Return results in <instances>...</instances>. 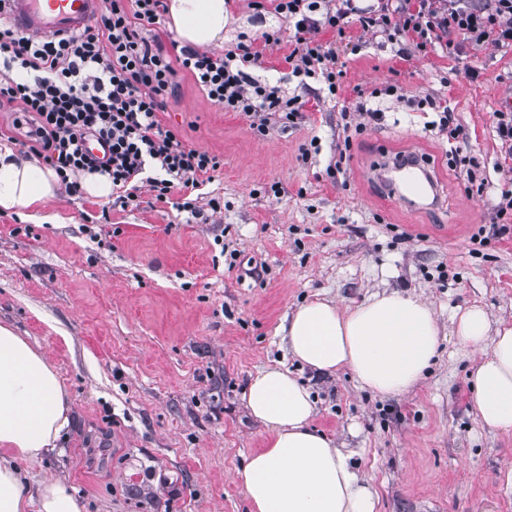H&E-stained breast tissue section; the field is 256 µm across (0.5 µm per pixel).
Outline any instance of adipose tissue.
Returning a JSON list of instances; mask_svg holds the SVG:
<instances>
[{
    "label": "adipose tissue",
    "instance_id": "ef3b65f1",
    "mask_svg": "<svg viewBox=\"0 0 512 512\" xmlns=\"http://www.w3.org/2000/svg\"><path fill=\"white\" fill-rule=\"evenodd\" d=\"M227 0H168L169 27L181 45L224 41ZM52 169L0 146V212L33 208L53 198ZM453 333L479 351L471 373L472 409L489 429L512 432V322L490 323L484 309L457 313ZM288 347L300 364L335 374L348 371L360 387L395 397L416 387L437 351L430 304L399 291L369 297L347 311L323 300L301 305L288 323ZM251 415L268 430L266 446L243 471L252 512H375L376 496L351 456L311 426L309 389L285 367L251 379ZM71 425L67 394L45 356L11 327L0 325V512H81L64 483L28 484L17 462L54 451Z\"/></svg>",
    "mask_w": 512,
    "mask_h": 512
}]
</instances>
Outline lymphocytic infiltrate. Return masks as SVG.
Returning <instances> with one entry per match:
<instances>
[{"label":"lymphocytic infiltrate","mask_w":512,"mask_h":512,"mask_svg":"<svg viewBox=\"0 0 512 512\" xmlns=\"http://www.w3.org/2000/svg\"><path fill=\"white\" fill-rule=\"evenodd\" d=\"M251 2L293 22L295 46L286 63L294 74L322 78L332 97L341 89L340 54L354 23L385 32L402 58L438 50L458 59L473 46L512 48V0H378L365 8L338 0L323 12L319 0ZM8 10L9 0H0V108L15 112V128L27 130L24 147L71 190H79L81 174L101 171L126 205L146 186L157 201L195 218L219 209L218 200H202L198 191L221 159L162 120L182 73L214 105L250 118L256 135H267L270 123L288 127L303 118L301 98L250 76L263 57L254 45L171 54L161 28L165 0H106L100 21L47 38L17 32L5 20ZM325 31L335 33V43L321 40ZM89 139L101 143V154L84 150Z\"/></svg>","instance_id":"obj_1"}]
</instances>
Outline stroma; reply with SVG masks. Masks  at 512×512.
Wrapping results in <instances>:
<instances>
[{
	"mask_svg": "<svg viewBox=\"0 0 512 512\" xmlns=\"http://www.w3.org/2000/svg\"><path fill=\"white\" fill-rule=\"evenodd\" d=\"M228 5L225 46L280 27V44L250 74L306 105L300 123L259 138L180 76L163 120L223 159L202 188L220 212L195 219L146 189L133 208L62 187L39 209L0 213V324L46 355L71 408L59 452L31 466L32 480L65 483L83 512H250L242 468L267 430L244 393L258 371L283 366L309 388L313 426L352 452L376 512H512V432L473 414L478 354L452 332L453 315L473 305L512 321V233L492 236L500 192L512 187L495 169L494 128L512 99V49L402 60L384 33L354 25L347 34L361 49L341 57L342 90L320 98L284 61L293 30L249 0ZM388 82L454 113L489 180L483 194H466L449 167L447 136L427 127L436 112L385 95L369 101L382 118L356 136L343 180L327 176L341 111L356 89ZM387 153L431 163L440 210L380 199L374 169ZM480 231L491 241L476 253ZM384 290L420 295L437 318L438 356L413 390L379 397L350 372L321 377L293 360L284 328L301 303L344 310Z\"/></svg>",
	"mask_w": 512,
	"mask_h": 512,
	"instance_id": "obj_1",
	"label": "stroma"
}]
</instances>
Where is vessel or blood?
Returning a JSON list of instances; mask_svg holds the SVG:
<instances>
[{
  "label": "vessel or blood",
  "mask_w": 512,
  "mask_h": 512,
  "mask_svg": "<svg viewBox=\"0 0 512 512\" xmlns=\"http://www.w3.org/2000/svg\"><path fill=\"white\" fill-rule=\"evenodd\" d=\"M104 0H12L8 20L23 32L41 36L73 33L99 18ZM427 171L420 160H395L384 168L382 181L390 202L405 206H435L436 190H425Z\"/></svg>",
  "instance_id": "1"
}]
</instances>
